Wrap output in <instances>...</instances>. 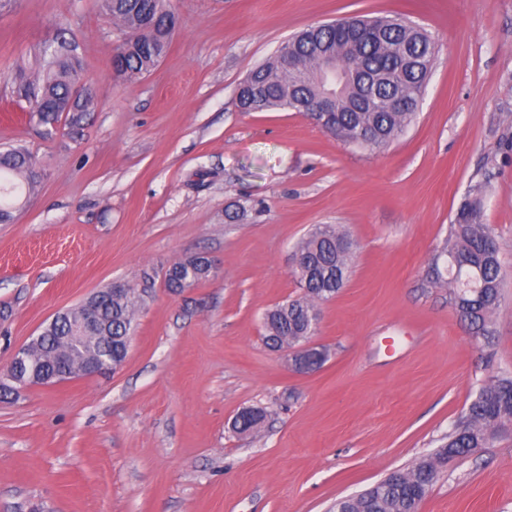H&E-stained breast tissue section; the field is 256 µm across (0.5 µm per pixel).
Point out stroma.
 Here are the masks:
<instances>
[{
    "label": "stroma",
    "mask_w": 512,
    "mask_h": 512,
    "mask_svg": "<svg viewBox=\"0 0 512 512\" xmlns=\"http://www.w3.org/2000/svg\"><path fill=\"white\" fill-rule=\"evenodd\" d=\"M151 74L114 78L120 34L96 0H20L0 16V149L27 146L39 192L0 224V371L60 311L121 282L145 290L123 365L0 403V512H332L438 450L479 388L512 374V0H172ZM399 14L436 54L416 120L361 149L291 110L242 112L239 83L311 25ZM65 30L96 108L47 137L11 76ZM503 282L492 345L431 266L471 185ZM244 205L238 222L225 209ZM337 224L354 244L319 303L318 370L293 372L262 317L302 293L297 242ZM216 274L174 295L177 259ZM267 417L231 429L242 410ZM420 512H512V426L445 463Z\"/></svg>",
    "instance_id": "stroma-1"
}]
</instances>
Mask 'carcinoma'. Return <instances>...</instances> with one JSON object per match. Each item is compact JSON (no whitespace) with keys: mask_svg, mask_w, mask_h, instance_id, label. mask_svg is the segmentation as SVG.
<instances>
[{"mask_svg":"<svg viewBox=\"0 0 512 512\" xmlns=\"http://www.w3.org/2000/svg\"><path fill=\"white\" fill-rule=\"evenodd\" d=\"M101 15L120 23L123 33L144 34L155 27V43L128 46L122 77L130 79L150 73L164 55L162 42L167 26L175 16L170 0H98ZM53 53L40 49V70L30 75L21 70L15 78L14 93L41 109L30 113V120L51 135L63 127L78 135L94 108L89 98L65 112L72 85L84 79V65L71 48V40L59 32L47 40ZM293 58L297 68H288ZM435 57V45L420 28L400 18L363 19L351 17L308 28L289 39L276 55L253 69L248 85L237 102L243 112L291 109L296 112L321 99L328 89L323 74L329 66L349 73L334 88V111L325 125L345 142L379 149L398 137L413 122L417 102ZM400 97L407 110L395 111L391 100ZM42 173L36 156L19 145L0 152V221L10 222L23 205L20 193H33ZM487 182L475 183L468 190L455 214L450 233L439 256L448 257L452 273V300L474 335L488 343L493 338L491 317L498 307L502 285L498 248L488 226L483 223ZM300 258L294 275L303 294L268 310L263 317V340L274 346L293 347L311 335L310 315L316 303L333 298L347 280L353 256V243L333 224L316 227L296 246ZM213 268L201 255L187 256L173 263L165 273V287L173 294L203 283ZM142 295L126 286L99 305L101 333L112 337V344L90 338L84 349L63 351L62 337L68 317L43 327L39 343L20 371L23 378L42 380L59 371L76 375L85 357L112 349V363L119 368L126 359L123 336L134 329ZM328 360V350L317 348L300 356L310 371ZM265 418L261 409H252L235 419L234 429L246 433ZM512 425V377L498 376L478 390L465 414L458 420L448 440L435 454L419 459L412 467L391 473L360 494L341 499L334 512H408L413 498L427 496L440 467L448 456H460L487 447L502 429Z\"/></svg>","mask_w":512,"mask_h":512,"instance_id":"carcinoma-1","label":"carcinoma"}]
</instances>
